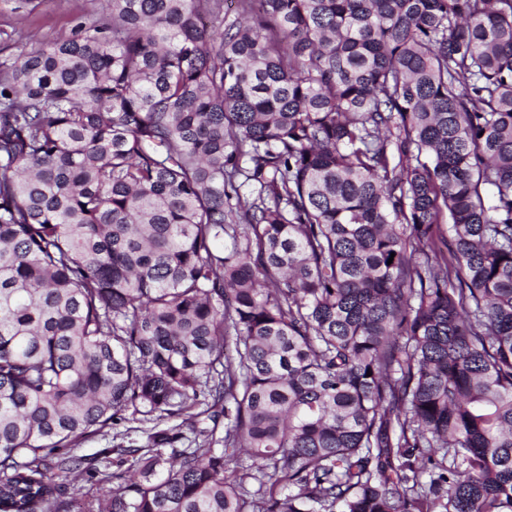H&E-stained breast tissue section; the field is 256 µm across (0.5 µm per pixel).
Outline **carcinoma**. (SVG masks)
Wrapping results in <instances>:
<instances>
[{"label": "carcinoma", "mask_w": 512, "mask_h": 512, "mask_svg": "<svg viewBox=\"0 0 512 512\" xmlns=\"http://www.w3.org/2000/svg\"><path fill=\"white\" fill-rule=\"evenodd\" d=\"M107 2L0 47V512L126 411L77 512H512V0Z\"/></svg>", "instance_id": "carcinoma-1"}]
</instances>
